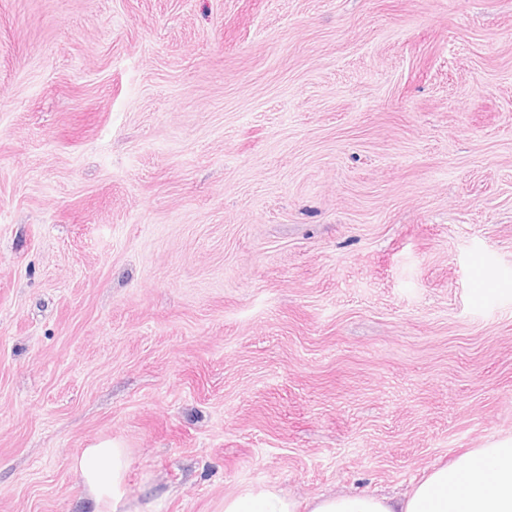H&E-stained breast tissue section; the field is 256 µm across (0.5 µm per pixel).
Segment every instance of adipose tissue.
Wrapping results in <instances>:
<instances>
[{
	"instance_id": "ef3b65f1",
	"label": "adipose tissue",
	"mask_w": 512,
	"mask_h": 512,
	"mask_svg": "<svg viewBox=\"0 0 512 512\" xmlns=\"http://www.w3.org/2000/svg\"><path fill=\"white\" fill-rule=\"evenodd\" d=\"M130 464L118 441L90 445L76 467L84 496L97 506L107 500L120 505ZM224 512H512V440L434 466L403 495L348 493L301 500L279 487L259 485L225 496Z\"/></svg>"
}]
</instances>
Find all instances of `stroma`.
I'll return each mask as SVG.
<instances>
[{
    "instance_id": "obj_1",
    "label": "stroma",
    "mask_w": 512,
    "mask_h": 512,
    "mask_svg": "<svg viewBox=\"0 0 512 512\" xmlns=\"http://www.w3.org/2000/svg\"><path fill=\"white\" fill-rule=\"evenodd\" d=\"M507 438L512 0H0V512ZM130 464L127 448L118 441L103 439L86 448L76 473L83 495L95 505L90 512H101L99 506L108 496L112 497V511H118Z\"/></svg>"
}]
</instances>
